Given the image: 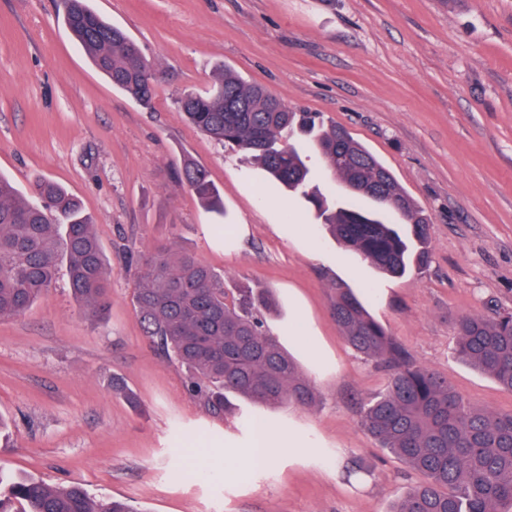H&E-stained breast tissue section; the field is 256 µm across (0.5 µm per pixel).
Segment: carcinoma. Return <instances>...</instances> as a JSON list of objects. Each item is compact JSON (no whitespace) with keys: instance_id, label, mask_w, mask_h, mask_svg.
I'll list each match as a JSON object with an SVG mask.
<instances>
[{"instance_id":"1","label":"carcinoma","mask_w":512,"mask_h":512,"mask_svg":"<svg viewBox=\"0 0 512 512\" xmlns=\"http://www.w3.org/2000/svg\"><path fill=\"white\" fill-rule=\"evenodd\" d=\"M64 23L95 67L141 105L155 96L148 62L121 29L88 0H67ZM178 107L202 133L237 148L250 162L304 197L322 226L381 273L402 277L429 261V217L391 171L346 130L314 112H295L228 67L205 95L185 93ZM299 129L351 202H330L312 184L301 147L283 140ZM182 183L218 215L224 205L204 168L188 159ZM65 265L70 289L89 316L108 307L109 280L94 224L79 200L52 181L28 196L0 176V319L24 314ZM133 297L143 333L182 374L188 394L214 420L236 410L234 398L263 406L312 408L319 396L262 314L271 294L224 289V275L174 244L139 257ZM332 313L348 345L389 368L385 388L360 405L361 426L420 480L388 512H512V411L474 407L442 375L413 361L374 320L355 292L334 288ZM454 354L512 393V313L463 315ZM0 512H134L127 501L94 499L79 483L15 482L0 489Z\"/></svg>"}]
</instances>
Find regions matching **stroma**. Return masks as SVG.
Listing matches in <instances>:
<instances>
[{
	"instance_id": "35a3bbf8",
	"label": "stroma",
	"mask_w": 512,
	"mask_h": 512,
	"mask_svg": "<svg viewBox=\"0 0 512 512\" xmlns=\"http://www.w3.org/2000/svg\"><path fill=\"white\" fill-rule=\"evenodd\" d=\"M156 72L143 107L89 63L65 0H0V175L19 191L59 183L91 216L111 272L106 314L88 317L65 276L21 316L0 320V472L141 512H387L417 482L359 425L386 369L345 342L336 285L419 364L476 407L512 393L451 354L464 314L512 312V0H90ZM298 112L344 127L431 218L430 261L382 276L320 226L260 166L178 109L220 67ZM219 188L226 228L179 180L184 158ZM173 243L272 291L266 317L319 394L311 409L240 403L208 417L144 336L131 254ZM292 434L263 464L248 421ZM372 471L351 476L352 462Z\"/></svg>"
}]
</instances>
